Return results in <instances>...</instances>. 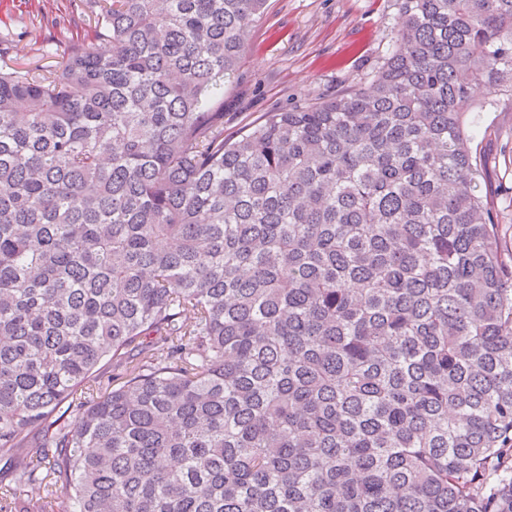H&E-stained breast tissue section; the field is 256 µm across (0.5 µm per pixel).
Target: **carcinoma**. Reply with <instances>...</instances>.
<instances>
[{
    "instance_id": "carcinoma-1",
    "label": "carcinoma",
    "mask_w": 512,
    "mask_h": 512,
    "mask_svg": "<svg viewBox=\"0 0 512 512\" xmlns=\"http://www.w3.org/2000/svg\"><path fill=\"white\" fill-rule=\"evenodd\" d=\"M265 2L42 5L92 41L0 54V456L38 489L0 512H512V252L460 112L512 99V0H395L369 87L226 139Z\"/></svg>"
}]
</instances>
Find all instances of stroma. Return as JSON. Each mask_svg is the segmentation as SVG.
<instances>
[{
	"instance_id": "obj_1",
	"label": "stroma",
	"mask_w": 512,
	"mask_h": 512,
	"mask_svg": "<svg viewBox=\"0 0 512 512\" xmlns=\"http://www.w3.org/2000/svg\"><path fill=\"white\" fill-rule=\"evenodd\" d=\"M34 0H0V48L35 62L60 39L32 20ZM400 26L395 0H267L234 78L224 86V135L232 137L265 113L368 86ZM472 145L486 163L483 189L503 211L512 245V111H499L483 91L463 107Z\"/></svg>"
}]
</instances>
